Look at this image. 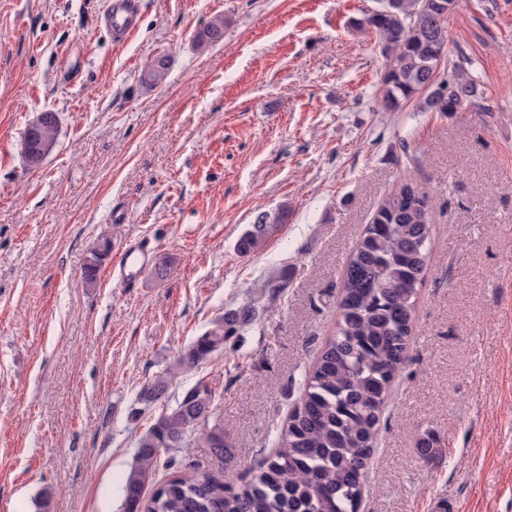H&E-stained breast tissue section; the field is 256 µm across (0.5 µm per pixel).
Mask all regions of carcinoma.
I'll return each instance as SVG.
<instances>
[{
  "instance_id": "cac0c4a2",
  "label": "carcinoma",
  "mask_w": 512,
  "mask_h": 512,
  "mask_svg": "<svg viewBox=\"0 0 512 512\" xmlns=\"http://www.w3.org/2000/svg\"><path fill=\"white\" fill-rule=\"evenodd\" d=\"M454 6L455 0H386L367 18L386 59L384 110L395 111L417 96L424 112L455 114L475 104L477 80L456 62L441 68L449 58L447 18ZM223 38L222 17L201 34L211 45ZM167 69L166 59L158 58L145 68L143 81L156 84ZM57 135L51 112L29 126L23 147L29 166L42 164ZM429 213V199L408 181L382 202L347 259L334 333L309 370L274 453L251 479L235 487L205 473L180 474L146 492L162 448L179 453L196 435L212 454L224 456V428H205L213 411L211 391L197 384L139 439L135 465L122 486L124 512H359L387 397L407 358L429 258ZM281 219L280 214L260 216L241 248H257ZM102 256L100 250L91 253L86 284L96 281ZM253 317L251 307L222 316L180 356L177 368L195 367ZM167 386V376L158 377L141 390L140 400H161Z\"/></svg>"
}]
</instances>
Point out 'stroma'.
Wrapping results in <instances>:
<instances>
[{
    "mask_svg": "<svg viewBox=\"0 0 512 512\" xmlns=\"http://www.w3.org/2000/svg\"><path fill=\"white\" fill-rule=\"evenodd\" d=\"M101 2L0 0V512H122L137 439L199 382L224 455L191 442L151 484L249 480L334 330L349 254L405 181L430 200L432 248L359 512H512V0L449 13L450 58L481 91L451 116L380 107L379 0H147L120 46ZM217 17L223 41L201 44ZM44 112L58 139L32 169L23 142ZM143 236L165 277L85 285L91 250ZM246 306L223 349L171 372ZM164 374L163 401L139 407ZM283 216V212L274 217L268 214L260 216L256 224H252L251 229L245 233L240 244L241 248L246 252L257 248L268 235L276 230ZM254 314V309L251 307L224 314L180 356L176 367L179 370H188L195 367L211 353L222 348L226 339L248 325Z\"/></svg>",
    "mask_w": 512,
    "mask_h": 512,
    "instance_id": "stroma-1",
    "label": "stroma"
}]
</instances>
